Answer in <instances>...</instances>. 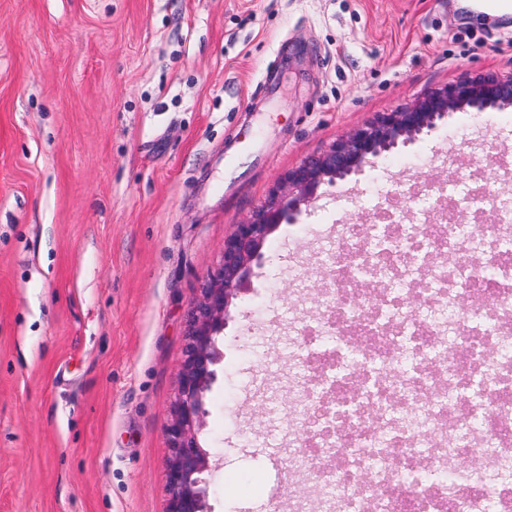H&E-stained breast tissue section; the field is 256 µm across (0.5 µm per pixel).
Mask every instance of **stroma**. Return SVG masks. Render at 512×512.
<instances>
[{
	"label": "stroma",
	"mask_w": 512,
	"mask_h": 512,
	"mask_svg": "<svg viewBox=\"0 0 512 512\" xmlns=\"http://www.w3.org/2000/svg\"><path fill=\"white\" fill-rule=\"evenodd\" d=\"M486 73L512 76V15L475 0H0V512H166L187 316L234 225L348 130ZM497 157L512 108L454 113L273 234L219 339L211 512H288L267 453L348 221H411L437 176L512 199Z\"/></svg>",
	"instance_id": "stroma-1"
}]
</instances>
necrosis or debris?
<instances>
[{
  "instance_id": "4bbe7bcc",
  "label": "necrosis or debris",
  "mask_w": 512,
  "mask_h": 512,
  "mask_svg": "<svg viewBox=\"0 0 512 512\" xmlns=\"http://www.w3.org/2000/svg\"><path fill=\"white\" fill-rule=\"evenodd\" d=\"M469 197L415 185L422 223L352 222L325 257L333 302L302 324L288 414L309 512H512V222Z\"/></svg>"
}]
</instances>
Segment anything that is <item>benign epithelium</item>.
<instances>
[{"instance_id":"benign-epithelium-1","label":"benign epithelium","mask_w":512,"mask_h":512,"mask_svg":"<svg viewBox=\"0 0 512 512\" xmlns=\"http://www.w3.org/2000/svg\"><path fill=\"white\" fill-rule=\"evenodd\" d=\"M509 107L512 78L479 75L428 91L405 109L377 114L371 122L345 133L323 154L303 161L271 191L261 208L234 225L224 240L221 263L202 283L188 313L186 354L166 427L171 451L166 512H209L207 475L212 466L200 434L205 426V398L217 381V365L223 359L218 337L232 318L235 301L249 292L271 235L283 223H298L303 208L317 199L321 185L361 174L376 159L415 144L451 114L480 115Z\"/></svg>"}]
</instances>
